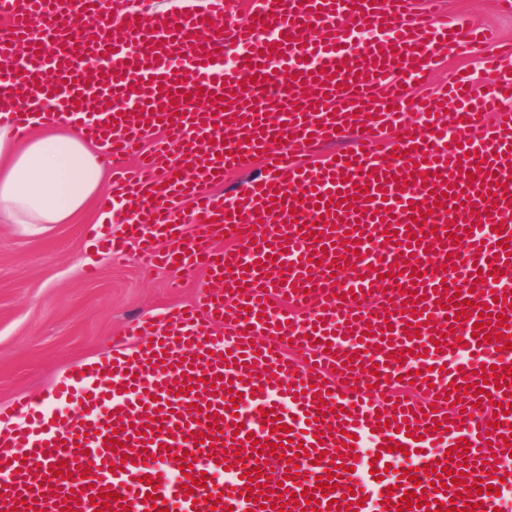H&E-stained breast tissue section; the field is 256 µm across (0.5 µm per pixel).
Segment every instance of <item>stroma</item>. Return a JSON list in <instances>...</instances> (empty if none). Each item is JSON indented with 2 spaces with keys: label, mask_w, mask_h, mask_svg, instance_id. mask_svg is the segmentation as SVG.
<instances>
[{
  "label": "stroma",
  "mask_w": 512,
  "mask_h": 512,
  "mask_svg": "<svg viewBox=\"0 0 512 512\" xmlns=\"http://www.w3.org/2000/svg\"><path fill=\"white\" fill-rule=\"evenodd\" d=\"M442 9L512 41V19L494 0H441ZM484 83L481 57L468 51L428 72L429 90H445L456 71ZM96 202L70 224H0V407L35 398L70 365L110 353L128 321L160 316L192 304L198 282L172 287L173 269L130 252L113 263L94 244Z\"/></svg>",
  "instance_id": "35a3bbf8"
}]
</instances>
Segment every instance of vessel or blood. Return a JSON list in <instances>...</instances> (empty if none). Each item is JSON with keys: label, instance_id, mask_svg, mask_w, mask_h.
<instances>
[{"label": "vessel or blood", "instance_id": "1", "mask_svg": "<svg viewBox=\"0 0 512 512\" xmlns=\"http://www.w3.org/2000/svg\"><path fill=\"white\" fill-rule=\"evenodd\" d=\"M90 12L109 35L79 37ZM0 16V54L27 47L0 88L29 87L111 161L164 131L100 197V213L123 206L126 235L99 241L116 256L135 241L212 282L191 306L132 323L143 344L116 341L41 399L0 408V512H272L277 497L284 512L307 500L398 512L409 491L426 500L411 512L501 506L512 346L491 338L512 336V43L483 58L490 93L464 72L414 99L445 47L492 33L413 0H254L242 17L236 0L179 13L0 0ZM385 126L398 132L388 151ZM345 134L354 148L296 163ZM259 156L263 178L213 193ZM228 313L229 337L215 335ZM480 479L493 494L457 498Z\"/></svg>", "mask_w": 512, "mask_h": 512}]
</instances>
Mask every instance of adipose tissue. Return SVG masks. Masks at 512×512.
I'll list each match as a JSON object with an SVG mask.
<instances>
[{
  "label": "adipose tissue",
  "mask_w": 512,
  "mask_h": 512,
  "mask_svg": "<svg viewBox=\"0 0 512 512\" xmlns=\"http://www.w3.org/2000/svg\"><path fill=\"white\" fill-rule=\"evenodd\" d=\"M107 178L97 144L75 125L44 116L16 140L0 125V223L66 224Z\"/></svg>",
  "instance_id": "obj_1"
}]
</instances>
